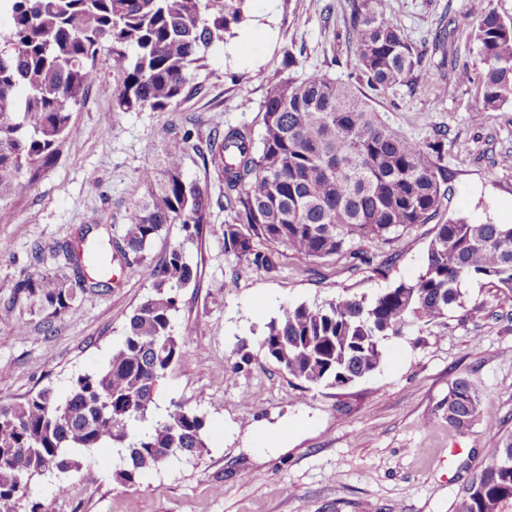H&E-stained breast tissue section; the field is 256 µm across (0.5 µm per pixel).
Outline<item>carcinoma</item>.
Instances as JSON below:
<instances>
[{
  "label": "carcinoma",
  "instance_id": "carcinoma-1",
  "mask_svg": "<svg viewBox=\"0 0 512 512\" xmlns=\"http://www.w3.org/2000/svg\"><path fill=\"white\" fill-rule=\"evenodd\" d=\"M10 25L0 31V202L24 173L52 163L74 145L73 108L95 82L105 42L123 71L114 112H164L179 104L209 48L248 19V0H7ZM440 30L452 61L476 54L485 68H455L461 83H478L474 120L512 101V20L486 0L473 10L465 51ZM346 38L374 90L408 82L423 54L381 0H350ZM259 138L240 126L210 145V163L224 180V252L266 273L278 271L280 248L305 260L342 251L354 238L384 241L433 221L448 200V129L416 139L392 129L356 86L321 72L271 84ZM188 138L166 143L161 169L140 180L147 195L131 212L119 240L82 241L107 263L145 252L168 224L185 239L210 223L212 201L182 171ZM264 248H258V244ZM64 263L38 279L19 281L0 302V325L19 330L16 307L46 314L45 324L76 314L88 282L85 259L70 242L58 244ZM155 294L130 315L108 365L79 374L59 399L43 388L25 401L0 400V502L18 512L29 484L47 471L88 468L85 454L104 444L123 448L120 479L135 484L172 457L207 448L204 416L181 403L155 414L159 379L186 356L174 332L180 291L196 286L197 271L183 245L172 246L149 272ZM484 281L512 293V225L464 217L435 225L418 275L371 299L340 294L321 304L286 309L258 342L270 360L308 388H344L376 371L383 341L405 326H428L462 306L464 285ZM480 393L467 378L448 385V425L469 429ZM454 512H512V432L495 436L491 461L474 473Z\"/></svg>",
  "mask_w": 512,
  "mask_h": 512
}]
</instances>
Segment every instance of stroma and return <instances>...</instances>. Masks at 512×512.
<instances>
[{
    "label": "stroma",
    "instance_id": "obj_1",
    "mask_svg": "<svg viewBox=\"0 0 512 512\" xmlns=\"http://www.w3.org/2000/svg\"><path fill=\"white\" fill-rule=\"evenodd\" d=\"M390 15L423 51L434 86H397L374 93V106L395 130L422 138L447 127L450 200L446 216L512 224V102L472 120L477 89L442 67L434 36L456 19L466 42L473 0H389ZM348 0H251L248 19L214 45L194 76L200 91L163 112H116L123 81L109 48L99 77L70 122L76 145L0 202V301L19 280L55 268L52 248L87 225L118 237L145 194L142 169L156 164L168 140L188 137L184 176L212 200L211 222L186 240L165 226L143 260L116 259L107 291L85 294L75 316L44 328L40 315L17 309L24 324L0 339V398L20 401L49 387L66 395L72 378L104 368L121 344L132 310L153 292L150 266L183 244L198 288L180 293L173 324L187 355L156 387V404L183 402L204 415L201 456L170 459L129 486L118 480V448L85 459L97 481L51 472L35 477L19 512H453L471 474L488 461L495 433L512 431V293L476 282L462 306L436 323L408 326L384 343L379 368L349 388H301L267 360L258 339L290 307L348 292L373 297L415 277L433 235L418 224L398 238L352 240L341 253L305 260L285 252L281 269L265 273L224 252V182L202 155L215 131L263 130L272 82L319 70L359 77L345 37ZM298 59L287 67L288 55ZM235 288H225L227 280ZM248 363H241L242 355ZM465 377L482 393L472 427H450L436 407L452 380Z\"/></svg>",
    "mask_w": 512,
    "mask_h": 512
}]
</instances>
